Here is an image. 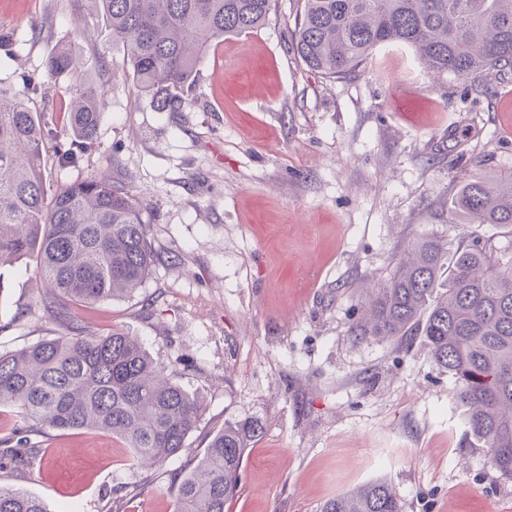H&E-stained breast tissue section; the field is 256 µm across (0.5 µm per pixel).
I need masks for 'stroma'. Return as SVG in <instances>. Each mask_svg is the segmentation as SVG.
<instances>
[{
    "mask_svg": "<svg viewBox=\"0 0 512 512\" xmlns=\"http://www.w3.org/2000/svg\"><path fill=\"white\" fill-rule=\"evenodd\" d=\"M300 0L204 56L183 108L142 93L90 0H0V83L42 74L56 45L74 69L30 94L53 128L50 187L99 174L146 207L154 262L132 296L80 308L90 332L119 328L201 403L185 448L136 463L110 434L32 429L40 454L0 455V486L49 512H175L178 479L225 423L255 420L241 484L225 512H320L387 478L404 512H512V480L464 444L456 383L423 337L350 336L361 301L404 247L430 235L512 253V226L452 212L478 173H512V71L436 77L403 47H382L329 80L292 48ZM104 91L97 138L57 159L77 83ZM33 258L0 265V353L64 335L44 309Z\"/></svg>",
    "mask_w": 512,
    "mask_h": 512,
    "instance_id": "obj_1",
    "label": "stroma"
}]
</instances>
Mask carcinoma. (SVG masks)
<instances>
[{"instance_id": "obj_1", "label": "carcinoma", "mask_w": 512, "mask_h": 512, "mask_svg": "<svg viewBox=\"0 0 512 512\" xmlns=\"http://www.w3.org/2000/svg\"><path fill=\"white\" fill-rule=\"evenodd\" d=\"M125 47L133 78L161 111L184 101L169 94L195 77L208 48L229 34L265 24L272 0H94ZM293 48L311 70L341 79L377 48L412 49L431 72L469 77L512 68V0H302ZM55 47L33 90L71 69ZM101 93L79 89L67 125L82 144L95 140ZM48 123L22 91L0 84V264L32 254L46 284L48 317L64 336L0 354V407L24 423L56 431L92 428L120 438L137 461L177 455L199 419L197 397L155 365L140 340L119 328L83 334L76 310L131 296L145 282L153 253L145 206L103 175L56 190L42 156ZM452 209L473 224L512 226V175L474 176ZM359 340L407 343L424 338L434 361L456 382L467 435L486 449L489 466L512 479V262L478 239L448 248L432 237L407 245L394 271L350 328ZM0 454L28 466L39 449L21 434ZM262 433L244 420L224 425L203 458L178 482L176 512H224L238 492L245 448ZM0 512H49L22 489L0 487ZM321 512H404L392 484L379 478L326 501Z\"/></svg>"}]
</instances>
